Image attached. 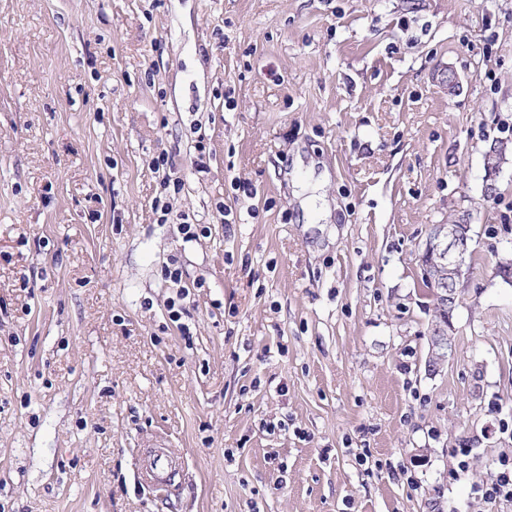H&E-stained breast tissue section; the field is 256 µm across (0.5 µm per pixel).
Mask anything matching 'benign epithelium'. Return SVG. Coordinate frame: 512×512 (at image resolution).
<instances>
[{
    "label": "benign epithelium",
    "mask_w": 512,
    "mask_h": 512,
    "mask_svg": "<svg viewBox=\"0 0 512 512\" xmlns=\"http://www.w3.org/2000/svg\"><path fill=\"white\" fill-rule=\"evenodd\" d=\"M468 224H434L426 239L423 254L434 255L438 262L431 265L421 262L423 279L434 285L433 293L440 309H452L458 305V296L445 288V284L457 281L456 273L468 259ZM453 321L441 319L432 326L430 335L432 357L444 359L453 351Z\"/></svg>",
    "instance_id": "1"
}]
</instances>
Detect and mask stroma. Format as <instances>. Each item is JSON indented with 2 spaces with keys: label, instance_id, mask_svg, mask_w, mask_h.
<instances>
[{
  "label": "stroma",
  "instance_id": "1",
  "mask_svg": "<svg viewBox=\"0 0 512 512\" xmlns=\"http://www.w3.org/2000/svg\"><path fill=\"white\" fill-rule=\"evenodd\" d=\"M509 126L512 0H0V512H512ZM154 165L158 172L161 168L163 171L161 181L163 192L160 193L159 197H156L154 210L156 214L160 213L158 221L161 224H165L168 222L169 215L171 214L169 202L166 201L168 193H170L171 188H173L174 194L178 193L181 187V182L180 179L175 176V173L172 172L171 168L169 167L168 169V159L164 155L158 156L154 162ZM469 228L470 224L432 225L423 253L420 256L423 279L434 285L433 293L441 310L453 309L458 305L461 281L449 284L448 289L443 288V286L447 282L459 280L456 278V273L466 264L468 253L470 258L471 236ZM425 255H435L438 262L435 265L426 263ZM449 288L454 290L458 296L452 293ZM453 321L441 317L440 321L433 324L430 336H434V340H430L432 358L438 357L440 360L451 355L453 351ZM145 455L147 464L143 468L144 481L154 489L166 490L171 483L168 472L171 468L170 455L154 448H148ZM476 490L486 501L492 502L501 498L512 500L511 457H502L496 471Z\"/></svg>",
  "mask_w": 512,
  "mask_h": 512
}]
</instances>
